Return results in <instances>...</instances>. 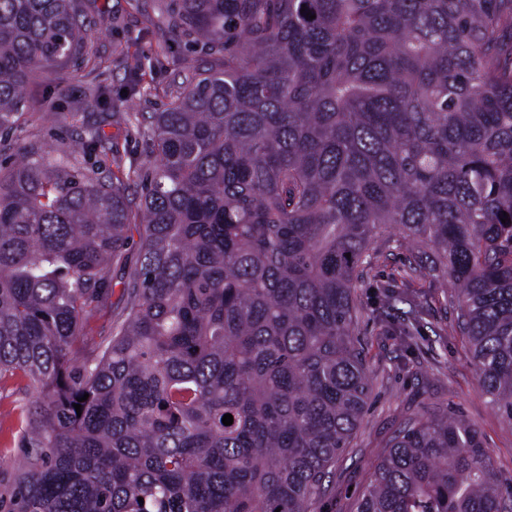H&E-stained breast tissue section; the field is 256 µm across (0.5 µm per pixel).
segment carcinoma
<instances>
[{"label":"carcinoma","instance_id":"1","mask_svg":"<svg viewBox=\"0 0 512 512\" xmlns=\"http://www.w3.org/2000/svg\"><path fill=\"white\" fill-rule=\"evenodd\" d=\"M93 2L0 0V133ZM166 12L204 58L162 111L127 101L149 141L138 203L76 163L98 126L0 174V380L23 373L32 397L0 509L310 512L371 393L357 289L390 233L451 290L512 427V0ZM113 267L126 304L91 336ZM357 512H512V490L439 409L389 440Z\"/></svg>","mask_w":512,"mask_h":512}]
</instances>
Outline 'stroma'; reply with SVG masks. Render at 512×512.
Instances as JSON below:
<instances>
[{
    "label": "stroma",
    "mask_w": 512,
    "mask_h": 512,
    "mask_svg": "<svg viewBox=\"0 0 512 512\" xmlns=\"http://www.w3.org/2000/svg\"><path fill=\"white\" fill-rule=\"evenodd\" d=\"M185 41L171 40L158 0H97L83 19L78 53L50 74H37L32 95L9 136L0 139V164L45 142L71 145L83 117L100 120L107 137L104 148L87 167L123 178H136L146 160L147 139L137 124L113 117L112 99L136 85L138 111L158 112L169 102V91L183 81L175 63L189 57ZM105 92L104 104L88 102V89ZM378 255L364 270L359 296L358 339L372 377V396L349 448L336 462L328 496L313 512H355L372 480L382 449L395 431L432 408L461 414L479 429L490 461L503 486L512 485V427L503 423L479 389L469 343L457 327V306L427 272L418 270L406 294L423 313L426 350L411 353L401 345L398 330L376 313L379 283L408 265L411 255L398 244L376 240ZM26 381L0 382V491L12 484L15 462L24 453V423L17 406L25 398Z\"/></svg>",
    "instance_id": "1"
}]
</instances>
